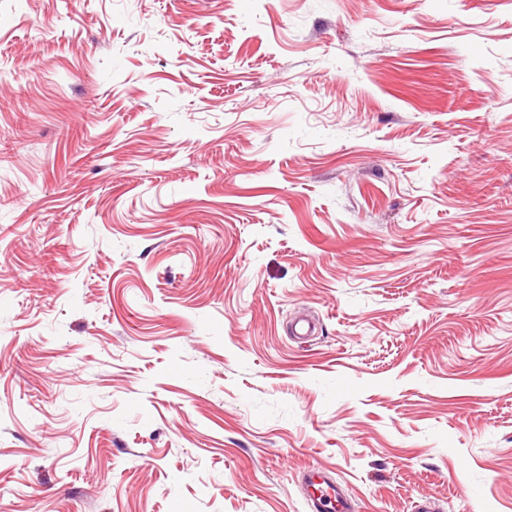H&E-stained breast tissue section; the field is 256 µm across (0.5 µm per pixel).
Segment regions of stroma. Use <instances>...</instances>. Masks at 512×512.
Listing matches in <instances>:
<instances>
[{"label":"stroma","instance_id":"35a3bbf8","mask_svg":"<svg viewBox=\"0 0 512 512\" xmlns=\"http://www.w3.org/2000/svg\"><path fill=\"white\" fill-rule=\"evenodd\" d=\"M309 470L512 512V0H0V512Z\"/></svg>","mask_w":512,"mask_h":512}]
</instances>
